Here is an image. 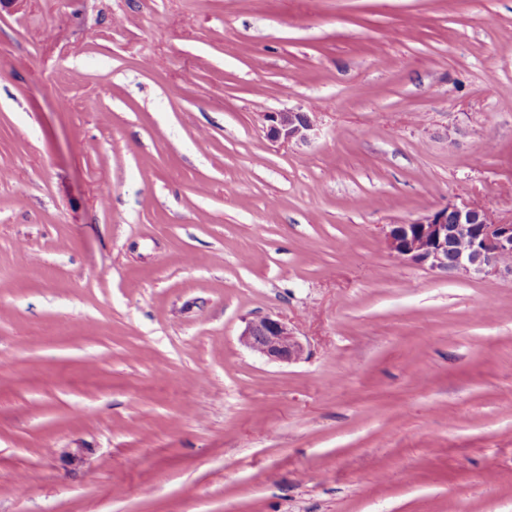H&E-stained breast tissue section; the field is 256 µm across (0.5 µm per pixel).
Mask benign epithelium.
<instances>
[{"label":"benign epithelium","mask_w":512,"mask_h":512,"mask_svg":"<svg viewBox=\"0 0 512 512\" xmlns=\"http://www.w3.org/2000/svg\"><path fill=\"white\" fill-rule=\"evenodd\" d=\"M265 120L270 135L284 144L306 142L316 134V121L306 112H269ZM382 231L394 256L430 270L498 274L506 267L497 258L512 252V220L502 221L473 204H450L408 224H389ZM459 240L466 246H454ZM239 341L250 352L273 362H297L306 352L299 336L280 316L247 320Z\"/></svg>","instance_id":"benign-epithelium-1"}]
</instances>
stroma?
<instances>
[{"instance_id":"35a3bbf8","label":"stroma","mask_w":512,"mask_h":512,"mask_svg":"<svg viewBox=\"0 0 512 512\" xmlns=\"http://www.w3.org/2000/svg\"><path fill=\"white\" fill-rule=\"evenodd\" d=\"M468 202L512 0H0V512H512V274L382 233ZM265 120L269 123L270 135L284 144L293 140L306 142L316 135V121L307 112H269ZM239 341L250 352L273 362H297L306 352L299 336L280 316L261 315L247 320Z\"/></svg>"}]
</instances>
